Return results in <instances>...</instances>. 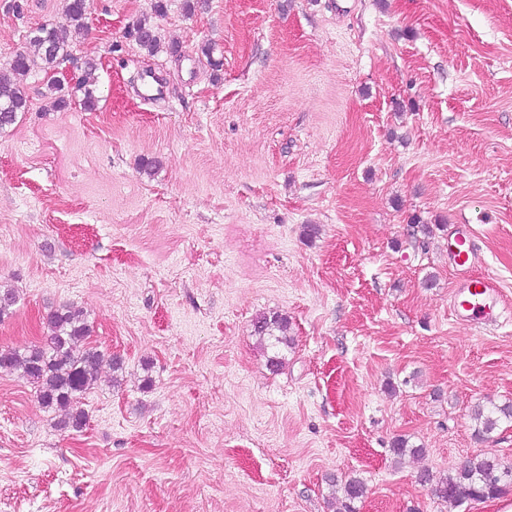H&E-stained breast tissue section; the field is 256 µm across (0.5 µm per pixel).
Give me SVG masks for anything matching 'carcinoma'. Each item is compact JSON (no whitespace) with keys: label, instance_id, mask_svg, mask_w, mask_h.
<instances>
[{"label":"carcinoma","instance_id":"obj_1","mask_svg":"<svg viewBox=\"0 0 512 512\" xmlns=\"http://www.w3.org/2000/svg\"><path fill=\"white\" fill-rule=\"evenodd\" d=\"M87 0H68L66 20L62 24H42L33 30L30 42L38 48L35 57L19 53L13 57L9 68L0 71V129L17 122L28 111V97L23 84L36 72L49 73L61 61L71 57V48L87 29ZM137 48L149 54L160 48L157 29L147 22L139 23L132 33ZM96 63L86 60L81 67L80 89L83 90L84 108L91 110L97 99L94 95ZM46 336L43 343L24 351L0 350V369L10 373L19 371L34 386L37 398L46 409L61 413L57 421L60 429H82L85 412L80 399L97 381L101 355L98 350L85 346L90 336V326L84 312L76 307L63 305L45 317ZM255 333L260 339L269 338L277 345L289 346L288 320L280 315L263 317L256 322ZM475 433L485 438L501 422L512 419V403L494 404L475 410ZM393 454L402 458L418 456L424 448L408 445L405 438H397L392 445ZM423 486L432 485L435 496L455 504L467 500L493 499L512 484V465H506L494 455L476 456L466 460L453 475L433 480L424 472L419 476ZM366 486L359 479L347 481L338 512H355L354 503L363 498Z\"/></svg>","mask_w":512,"mask_h":512}]
</instances>
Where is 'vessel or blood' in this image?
<instances>
[{
    "label": "vessel or blood",
    "mask_w": 512,
    "mask_h": 512,
    "mask_svg": "<svg viewBox=\"0 0 512 512\" xmlns=\"http://www.w3.org/2000/svg\"><path fill=\"white\" fill-rule=\"evenodd\" d=\"M476 255L469 228L458 227L448 239V259L462 281L453 292L450 310L457 321L483 328L498 322L503 306L493 277L471 275Z\"/></svg>",
    "instance_id": "obj_1"
}]
</instances>
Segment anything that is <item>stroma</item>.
I'll use <instances>...</instances> for the list:
<instances>
[{
  "instance_id": "35a3bbf8",
  "label": "stroma",
  "mask_w": 512,
  "mask_h": 512,
  "mask_svg": "<svg viewBox=\"0 0 512 512\" xmlns=\"http://www.w3.org/2000/svg\"><path fill=\"white\" fill-rule=\"evenodd\" d=\"M156 1L90 0L0 129V349L70 304L123 360L79 431L0 372V512H334L332 476L365 483L357 512H506L512 486L458 505L418 476L512 463V422L482 440L472 420L512 401V0ZM66 4L0 0V65ZM461 219L506 307L491 328L450 312ZM273 314L275 351L255 333ZM399 437L423 455L396 460ZM133 37L137 48L149 54L156 53L160 48V36L154 26L149 25L146 21L140 22L134 28ZM82 64V76L79 84L80 89H82L84 93L83 105L85 109L92 110L97 102L93 88L96 82L95 71L97 66L96 63L90 60H86ZM275 331L279 332L278 335ZM288 320L281 315H273L271 318L263 317L256 322L255 333L260 339L274 340V344L289 346L291 338L288 336Z\"/></svg>"
}]
</instances>
